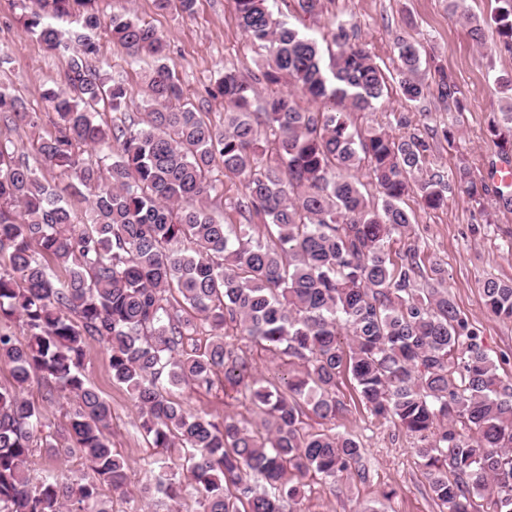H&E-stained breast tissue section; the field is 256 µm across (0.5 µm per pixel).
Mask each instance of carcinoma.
Segmentation results:
<instances>
[{
	"label": "carcinoma",
	"mask_w": 512,
	"mask_h": 512,
	"mask_svg": "<svg viewBox=\"0 0 512 512\" xmlns=\"http://www.w3.org/2000/svg\"><path fill=\"white\" fill-rule=\"evenodd\" d=\"M97 0H17L18 21L52 53L67 56L65 88L50 91L52 130L18 97L0 93V120L31 129L41 166L90 201L77 219L61 191L0 139V324L18 320L22 337L0 328V512H112V495L130 494L123 456L112 447V407L88 381L89 344L109 350L112 379L139 409L152 447L183 453L186 474L166 472L156 489L201 512H284L315 474L332 483L365 479L362 446L341 432L312 431L306 418L333 421L347 411L341 375L381 424L413 439L435 497L449 512H512V379L444 286L425 275L417 243L391 257L393 237L412 224L402 206L413 186L430 209L448 195L479 196L472 170L423 176L429 136L402 113L393 135L359 129L351 115L372 112L389 94L387 77L354 30L336 18L323 48L276 16L275 0H235L246 37L266 52L259 73L219 74L194 103L173 76L166 41L127 15L104 19ZM160 11L191 13L196 0H154ZM471 21L476 45L485 27L495 50L512 54V0H495ZM335 0H296L297 21ZM106 31L132 59L152 67L144 118L127 113L130 92L95 64ZM399 90L409 102L429 95L457 112L463 93L442 69H421L420 46L396 45ZM290 84L296 93L276 88ZM271 94L259 97L258 86ZM496 85L504 104L490 132L512 146V77ZM301 95L321 104L302 108ZM224 102V129L205 119ZM120 115L107 124L103 112ZM101 147L102 153L87 154ZM367 168L378 202L362 191ZM224 176L243 180L236 209L253 236L217 222L208 202L224 198ZM490 313L512 319V279L482 283ZM243 336L288 371L257 380L252 364L224 337ZM42 401L22 396L30 380ZM238 389L253 422L185 408L184 387ZM67 407L69 427L46 430L44 405ZM77 455L87 471L37 472L36 449Z\"/></svg>",
	"instance_id": "1"
}]
</instances>
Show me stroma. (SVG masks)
I'll return each mask as SVG.
<instances>
[{"instance_id":"stroma-1","label":"stroma","mask_w":512,"mask_h":512,"mask_svg":"<svg viewBox=\"0 0 512 512\" xmlns=\"http://www.w3.org/2000/svg\"><path fill=\"white\" fill-rule=\"evenodd\" d=\"M337 7L390 82L398 80L395 45L405 37L420 45L428 66L438 65L452 74L463 92L465 111L449 112L434 98L411 103L394 89L377 111L356 115L355 123L392 131L396 115L411 112L420 131L454 130V144L436 140L427 169L447 175L459 165H469L484 187L482 198L476 202L455 193L432 210L423 206L419 193H411L405 199L413 216L409 234L418 242L425 263L436 262L445 269L458 309L479 329L488 353L500 360L501 372L512 375V320L490 315L480 290L489 276L512 278V211L496 204L497 175L502 164L512 163V149L501 151L489 133V124L501 106L494 80L512 75V55L494 52L498 36L491 26L485 29V48H478L466 22L470 16H489L494 0H458L453 11L448 0H337ZM97 8L105 17L131 12L155 28L169 44L174 76L190 98L203 94L223 70L234 69L247 77L258 71L260 52L238 25L234 0H197L190 14L157 10L154 0H98ZM17 14L12 0H0V46L10 57L9 64L0 68V87L48 116L52 109L44 94L61 87L67 59L49 52L27 33L17 23ZM99 58L102 71L130 90V112L142 115L149 60L131 61L105 35L100 38ZM485 211L492 213V223H482ZM84 368L89 382L112 407V445L125 458L133 488L148 484L153 470H181L183 461L178 455L151 447L138 431V410L125 389L113 381L105 344L90 345ZM339 397L348 410L337 417L334 426L362 443L366 477L349 485L311 480L304 512H362L379 500L385 512H447L430 491L411 439L379 424L360 403L350 380L342 381ZM181 399L193 411L240 417L248 413L241 401L220 390L209 393L187 388ZM385 491L390 492V500H382Z\"/></svg>"}]
</instances>
